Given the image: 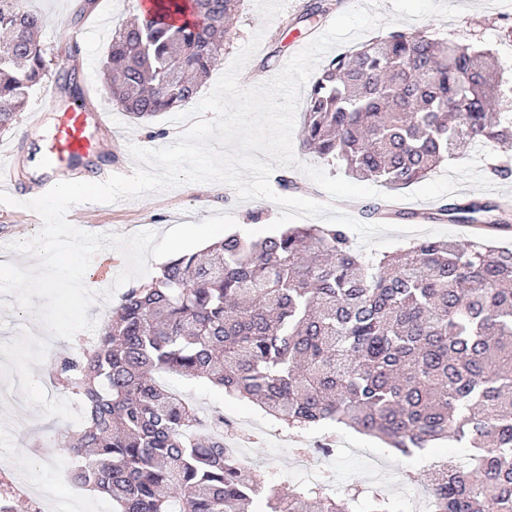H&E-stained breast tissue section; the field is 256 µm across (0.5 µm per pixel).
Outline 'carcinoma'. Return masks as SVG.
Listing matches in <instances>:
<instances>
[{
    "label": "carcinoma",
    "mask_w": 512,
    "mask_h": 512,
    "mask_svg": "<svg viewBox=\"0 0 512 512\" xmlns=\"http://www.w3.org/2000/svg\"><path fill=\"white\" fill-rule=\"evenodd\" d=\"M240 0H155L114 32L101 71L112 108L150 122L191 102L231 33ZM325 12L303 5L285 25ZM29 0H0V133L18 123L54 62ZM68 96L75 71L57 72ZM512 140V90L488 51L393 31L332 59L307 100L302 148L389 191L459 151ZM476 240L424 239L363 258L340 226L228 235L179 255L128 289L95 342L64 356L55 384L78 398L72 482L112 512H396L391 499L319 484L269 489L224 448V415L204 420L158 374L206 380L258 403L276 422L326 420L383 439L404 456L452 437L472 464L434 479L431 512H512V209L457 200L440 207Z\"/></svg>",
    "instance_id": "cac0c4a2"
}]
</instances>
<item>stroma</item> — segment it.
<instances>
[{
	"label": "stroma",
	"instance_id": "35a3bbf8",
	"mask_svg": "<svg viewBox=\"0 0 512 512\" xmlns=\"http://www.w3.org/2000/svg\"><path fill=\"white\" fill-rule=\"evenodd\" d=\"M35 9L45 13L47 23L40 39L52 49L59 66L75 63L79 71L90 74L87 107L97 111L104 105L101 92V67L109 45L108 39L95 37L101 18H109L111 26L126 22L140 12L144 0H99L98 8L87 22L91 30L88 47L74 60H67L66 27L71 24L74 0H31ZM360 0H342L330 12L310 25L285 27L282 18L264 22L254 0H243L236 18L231 41L224 51L221 68L228 67L241 47L257 30L265 35L260 47L240 74L242 86L250 87L271 80L285 63L301 51L312 37L326 29L336 15L359 4ZM449 5L462 7L457 18L442 20L435 17L399 22V29L470 44L488 50L503 68V77L512 86V0H447ZM156 137H148V130ZM180 125L171 123L169 114L159 115L152 125L130 119L125 113L113 112L111 132H100L105 149L111 150L117 168L134 171L129 144L144 148H160L177 139ZM233 214L240 227L260 229L278 215V207L266 199L238 201L235 191L223 184L185 183L134 200H124L104 208L101 216L102 233L129 234L140 230L164 233L182 223H198L214 211ZM177 388L206 413L221 410L230 417L234 439L242 445L264 471L268 484L283 480H300L292 468L294 451L313 447L317 438L333 433L348 440L353 451L344 456L325 460L324 467L331 482L343 490L366 484L375 461H382L388 473L408 476L418 473L422 487H429L433 475L432 458L447 454L467 456L465 443L452 439L438 441L430 452L406 458L381 440L326 421L311 428H293L286 436L275 434V421L249 402L228 398L220 390L204 383L177 381ZM75 423L43 415L41 407H26L19 389H8L0 381V468H11L19 481L28 485L29 493L15 497L16 512H31L32 498L39 497L48 505V512H112V501L97 494H85L71 485L67 478L70 459L60 448L43 446L45 437L60 431L76 432Z\"/></svg>",
	"mask_w": 512,
	"mask_h": 512
}]
</instances>
